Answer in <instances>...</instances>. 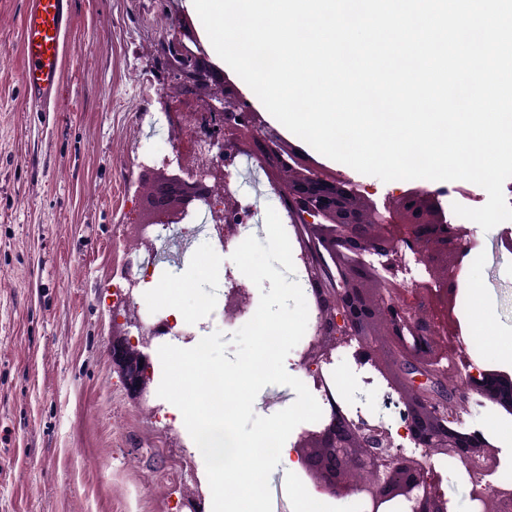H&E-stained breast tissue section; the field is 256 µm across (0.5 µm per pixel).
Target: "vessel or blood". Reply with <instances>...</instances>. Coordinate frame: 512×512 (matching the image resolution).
<instances>
[{
  "label": "vessel or blood",
  "mask_w": 512,
  "mask_h": 512,
  "mask_svg": "<svg viewBox=\"0 0 512 512\" xmlns=\"http://www.w3.org/2000/svg\"><path fill=\"white\" fill-rule=\"evenodd\" d=\"M69 4L70 0H27L21 18L22 84L33 107H48L60 97Z\"/></svg>",
  "instance_id": "obj_1"
}]
</instances>
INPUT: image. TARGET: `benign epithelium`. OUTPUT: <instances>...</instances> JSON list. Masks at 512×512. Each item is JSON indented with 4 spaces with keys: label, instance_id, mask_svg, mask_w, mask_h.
Segmentation results:
<instances>
[{
    "label": "benign epithelium",
    "instance_id": "obj_1",
    "mask_svg": "<svg viewBox=\"0 0 512 512\" xmlns=\"http://www.w3.org/2000/svg\"><path fill=\"white\" fill-rule=\"evenodd\" d=\"M180 87L161 98L171 130L186 139L175 158L154 159L147 188L155 205L138 219L132 249L154 250L151 228L180 224L207 210L216 236L239 235L252 221L242 204L235 160L259 163L268 182L281 188L280 205L297 225L306 293L314 304L310 340L299 366L323 389V423L301 437L293 452L314 486L335 498L357 497L363 512H450L440 479L427 465L433 454L458 460L473 483L472 512H512V488L487 481L498 468L495 446L482 430L465 423L470 403L487 402L512 410V375L470 367L453 315L459 275L476 245L461 224L448 220L436 193L413 188L386 197L383 207L359 206L363 194L344 176L325 171L304 151L285 145L234 81L210 61L191 18L174 23L161 46ZM208 93L200 95L197 88ZM415 257L431 273L427 282L397 280L406 259ZM126 300L112 312V362L127 394L144 410L155 411L150 341L174 325L165 318L150 324L134 303L145 280L127 260ZM231 314L249 305L245 285L227 294ZM357 347V367L372 366L386 379L399 376L384 406L394 407L398 427L384 418L350 415L322 373V365L348 339ZM416 448L404 451V443Z\"/></svg>",
    "mask_w": 512,
    "mask_h": 512
}]
</instances>
